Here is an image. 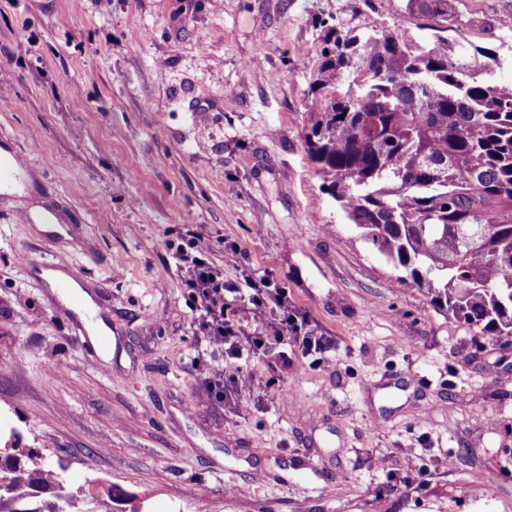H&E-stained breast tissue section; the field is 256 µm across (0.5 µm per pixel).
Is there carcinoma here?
Returning <instances> with one entry per match:
<instances>
[{"instance_id": "obj_1", "label": "carcinoma", "mask_w": 512, "mask_h": 512, "mask_svg": "<svg viewBox=\"0 0 512 512\" xmlns=\"http://www.w3.org/2000/svg\"><path fill=\"white\" fill-rule=\"evenodd\" d=\"M451 0H406L398 21L329 30L305 135L332 198L431 301L481 333L512 335V82L496 51L448 38ZM54 491L55 500H36ZM35 456L0 458V512H65Z\"/></svg>"}]
</instances>
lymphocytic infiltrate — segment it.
Here are the masks:
<instances>
[{
    "mask_svg": "<svg viewBox=\"0 0 512 512\" xmlns=\"http://www.w3.org/2000/svg\"><path fill=\"white\" fill-rule=\"evenodd\" d=\"M210 250L206 234L193 231L172 252L177 268L187 274L185 303L210 344L234 358L276 351L267 363L273 371L287 366V347L306 354L323 348V337L302 334L293 314L287 313L285 286L268 277L248 280L243 289L227 285L207 261Z\"/></svg>",
    "mask_w": 512,
    "mask_h": 512,
    "instance_id": "lymphocytic-infiltrate-1",
    "label": "lymphocytic infiltrate"
}]
</instances>
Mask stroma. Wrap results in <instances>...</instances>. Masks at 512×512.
<instances>
[{
    "label": "stroma",
    "instance_id": "stroma-1",
    "mask_svg": "<svg viewBox=\"0 0 512 512\" xmlns=\"http://www.w3.org/2000/svg\"><path fill=\"white\" fill-rule=\"evenodd\" d=\"M404 0H0V442L48 463L80 512H512V336L436 307L344 217L307 153L329 30ZM456 36L512 81V0H455ZM58 228L20 222L33 208ZM202 225L224 278L286 282L331 337L269 378L225 359L183 299L169 244ZM247 255L236 264L234 250ZM78 274L103 361L42 278ZM254 371L244 407L212 368ZM27 168V160L18 152H11L8 155L0 152V183L16 181Z\"/></svg>",
    "mask_w": 512,
    "mask_h": 512
}]
</instances>
